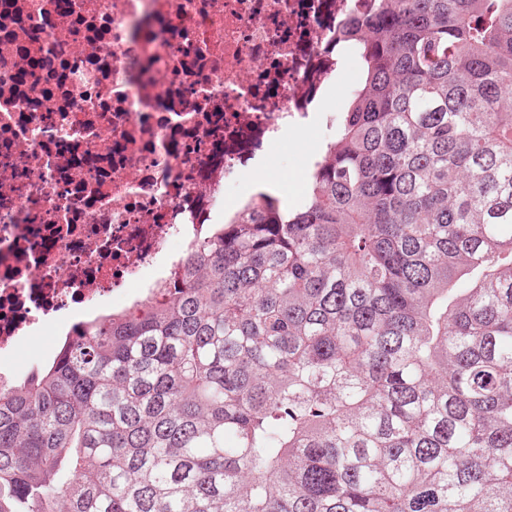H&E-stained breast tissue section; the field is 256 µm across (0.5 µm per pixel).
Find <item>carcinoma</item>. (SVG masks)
<instances>
[{"mask_svg":"<svg viewBox=\"0 0 512 512\" xmlns=\"http://www.w3.org/2000/svg\"><path fill=\"white\" fill-rule=\"evenodd\" d=\"M309 172L0 387V512H512V0H374Z\"/></svg>","mask_w":512,"mask_h":512,"instance_id":"obj_1","label":"carcinoma"}]
</instances>
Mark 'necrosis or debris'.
<instances>
[{
    "instance_id": "1",
    "label": "necrosis or debris",
    "mask_w": 512,
    "mask_h": 512,
    "mask_svg": "<svg viewBox=\"0 0 512 512\" xmlns=\"http://www.w3.org/2000/svg\"><path fill=\"white\" fill-rule=\"evenodd\" d=\"M368 0H0V384L75 310L159 298L352 63ZM48 345L43 333L38 336H33L29 341H24L13 358V367L22 375L27 373L44 357Z\"/></svg>"
}]
</instances>
